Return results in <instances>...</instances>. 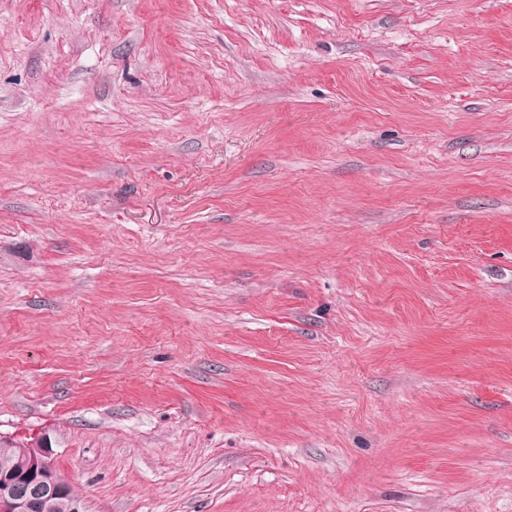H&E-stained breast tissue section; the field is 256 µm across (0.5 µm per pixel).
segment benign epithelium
Listing matches in <instances>:
<instances>
[{
  "instance_id": "benign-epithelium-1",
  "label": "benign epithelium",
  "mask_w": 512,
  "mask_h": 512,
  "mask_svg": "<svg viewBox=\"0 0 512 512\" xmlns=\"http://www.w3.org/2000/svg\"><path fill=\"white\" fill-rule=\"evenodd\" d=\"M71 487L41 438L26 443L17 457L0 456V512H87Z\"/></svg>"
}]
</instances>
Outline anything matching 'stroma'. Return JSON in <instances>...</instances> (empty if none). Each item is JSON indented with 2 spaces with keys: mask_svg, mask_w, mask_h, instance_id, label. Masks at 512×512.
<instances>
[{
  "mask_svg": "<svg viewBox=\"0 0 512 512\" xmlns=\"http://www.w3.org/2000/svg\"><path fill=\"white\" fill-rule=\"evenodd\" d=\"M0 435L89 512H512V0H0Z\"/></svg>",
  "mask_w": 512,
  "mask_h": 512,
  "instance_id": "1",
  "label": "stroma"
}]
</instances>
